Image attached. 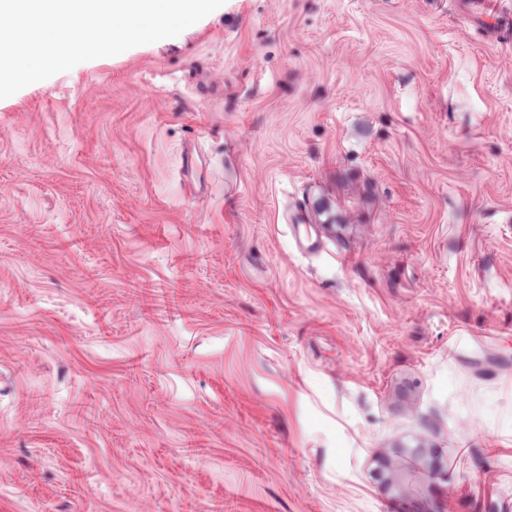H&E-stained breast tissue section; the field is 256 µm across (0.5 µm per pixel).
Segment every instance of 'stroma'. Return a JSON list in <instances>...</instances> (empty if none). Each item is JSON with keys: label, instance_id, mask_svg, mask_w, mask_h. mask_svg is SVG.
I'll list each match as a JSON object with an SVG mask.
<instances>
[{"label": "stroma", "instance_id": "1", "mask_svg": "<svg viewBox=\"0 0 512 512\" xmlns=\"http://www.w3.org/2000/svg\"><path fill=\"white\" fill-rule=\"evenodd\" d=\"M317 177L351 264L281 222ZM512 512V49L453 0H226L0 100V512Z\"/></svg>", "mask_w": 512, "mask_h": 512}]
</instances>
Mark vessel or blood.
<instances>
[{"mask_svg":"<svg viewBox=\"0 0 512 512\" xmlns=\"http://www.w3.org/2000/svg\"><path fill=\"white\" fill-rule=\"evenodd\" d=\"M470 12L476 16L492 18L496 25L495 41L512 46V0H469ZM317 179H310L302 197L284 213L283 222L298 249L307 254H320L332 234L325 225L331 220L328 209L310 205L311 196L320 192Z\"/></svg>","mask_w":512,"mask_h":512,"instance_id":"b4317fda","label":"vessel or blood"}]
</instances>
